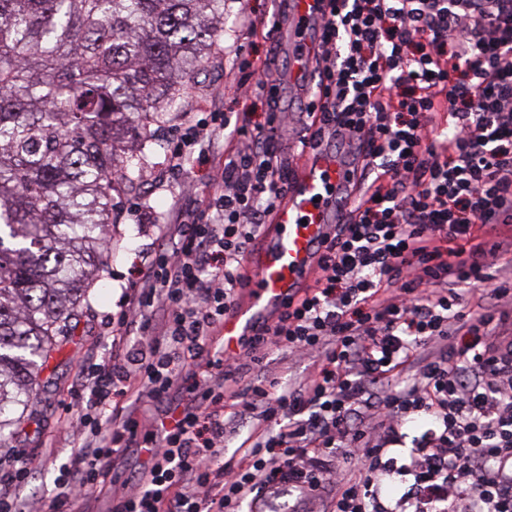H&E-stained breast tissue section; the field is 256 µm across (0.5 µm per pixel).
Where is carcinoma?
I'll list each match as a JSON object with an SVG mask.
<instances>
[{
  "label": "carcinoma",
  "instance_id": "1",
  "mask_svg": "<svg viewBox=\"0 0 512 512\" xmlns=\"http://www.w3.org/2000/svg\"><path fill=\"white\" fill-rule=\"evenodd\" d=\"M224 0H0V445L104 269L116 180L221 35Z\"/></svg>",
  "mask_w": 512,
  "mask_h": 512
}]
</instances>
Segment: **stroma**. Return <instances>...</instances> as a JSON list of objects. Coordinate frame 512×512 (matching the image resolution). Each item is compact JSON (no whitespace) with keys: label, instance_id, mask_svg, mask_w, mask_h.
<instances>
[{"label":"stroma","instance_id":"obj_1","mask_svg":"<svg viewBox=\"0 0 512 512\" xmlns=\"http://www.w3.org/2000/svg\"><path fill=\"white\" fill-rule=\"evenodd\" d=\"M237 0H224V34L220 51L211 52L201 70L189 84L179 106L169 112L164 123L156 127L154 138L157 149L146 169L145 177L139 178L135 190L116 196L115 223L112 227V249L109 253L101 280L90 289L86 301L78 309L71 322V334L65 337L52 353L53 365L49 372L40 374L36 384V399L7 440V447L22 452L27 457L40 456L44 436L55 435L59 463L66 462L71 448L77 445L75 435L62 431L64 418H79L82 406L71 399L70 392L81 384L80 364L83 359L95 355L103 341L98 334L100 321L105 314L118 313L123 306L127 287L134 277L137 266L147 255L160 249L164 241L158 226L168 212L181 189L180 177L171 169L169 146L181 125L189 119L197 103L214 99L222 111H236L232 98L224 94V85L238 74L236 57H274L275 68L280 73L289 69L288 52L284 47L270 49L259 37H247L236 24ZM240 46V54L229 51L230 46ZM140 204L142 214L132 217L130 208ZM312 368L308 358L289 356L284 352L268 355L264 369L243 368L237 375L236 389L246 390L260 374L303 378Z\"/></svg>","mask_w":512,"mask_h":512}]
</instances>
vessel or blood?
Instances as JSON below:
<instances>
[{"label": "vessel or blood", "instance_id": "obj_1", "mask_svg": "<svg viewBox=\"0 0 512 512\" xmlns=\"http://www.w3.org/2000/svg\"><path fill=\"white\" fill-rule=\"evenodd\" d=\"M326 9L325 0H291L280 30L294 57L307 60L319 49V23ZM352 181L349 166L338 158L306 153L287 197L274 213L271 241L253 267L249 297L224 317L225 354H237L242 337L284 300L296 296L316 264L314 247L329 230L340 193Z\"/></svg>", "mask_w": 512, "mask_h": 512}]
</instances>
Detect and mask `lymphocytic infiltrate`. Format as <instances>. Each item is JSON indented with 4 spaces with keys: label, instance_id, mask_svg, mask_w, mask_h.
<instances>
[{
    "label": "lymphocytic infiltrate",
    "instance_id": "f902f5d3",
    "mask_svg": "<svg viewBox=\"0 0 512 512\" xmlns=\"http://www.w3.org/2000/svg\"><path fill=\"white\" fill-rule=\"evenodd\" d=\"M317 90L302 110V147L336 145L371 175L347 224L331 225L302 295L244 337L233 356L208 345L250 286L245 260L265 237L293 174L282 79L246 61L235 101L266 107L262 122L203 113L169 150L208 170V196L174 204L124 307L106 323L126 362L84 366L89 392L72 423L83 442L59 469L48 512H75L105 486L109 461L146 462L115 490L112 512H262L287 487L291 512H384L378 478L409 416L435 427L410 471L468 491L461 512H512V0H327ZM224 141L223 155L203 150ZM429 347L433 358L418 365ZM313 360L301 381L266 376L243 408L275 420L224 457L238 412L227 376L274 350ZM418 366L402 391L373 401L371 385ZM162 404L148 418L144 401ZM345 458L347 470L331 473ZM34 464L0 453V512H21Z\"/></svg>",
    "mask_w": 512,
    "mask_h": 512
}]
</instances>
